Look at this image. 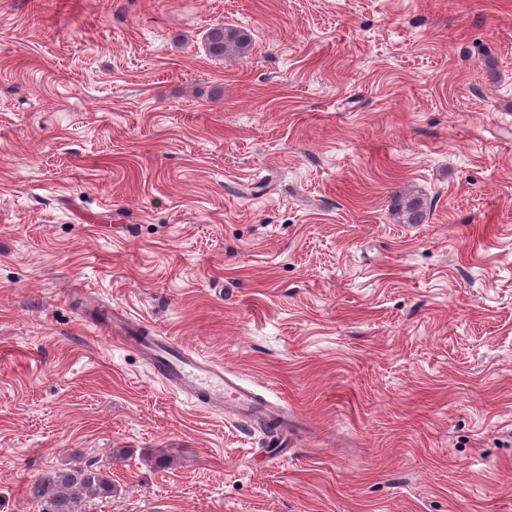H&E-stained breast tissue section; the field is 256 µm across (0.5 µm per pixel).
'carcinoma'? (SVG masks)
Here are the masks:
<instances>
[{"mask_svg":"<svg viewBox=\"0 0 512 512\" xmlns=\"http://www.w3.org/2000/svg\"><path fill=\"white\" fill-rule=\"evenodd\" d=\"M204 45L214 58H241L252 52L253 38L245 28L216 25L207 31ZM394 208L401 224H425L430 216L426 199L414 193L394 202ZM25 491L40 512H86L88 502L112 496L113 488L106 471L80 463L45 472L27 483Z\"/></svg>","mask_w":512,"mask_h":512,"instance_id":"obj_1","label":"carcinoma"}]
</instances>
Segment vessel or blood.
I'll return each mask as SVG.
<instances>
[{
    "label": "vessel or blood",
    "mask_w": 512,
    "mask_h": 512,
    "mask_svg": "<svg viewBox=\"0 0 512 512\" xmlns=\"http://www.w3.org/2000/svg\"><path fill=\"white\" fill-rule=\"evenodd\" d=\"M100 325L107 335L124 336L151 375L177 394L216 412L233 405L239 421L246 425L271 421L266 402L222 362L202 357L171 337L145 335L141 322L120 308L106 311Z\"/></svg>",
    "instance_id": "b4317fda"
}]
</instances>
